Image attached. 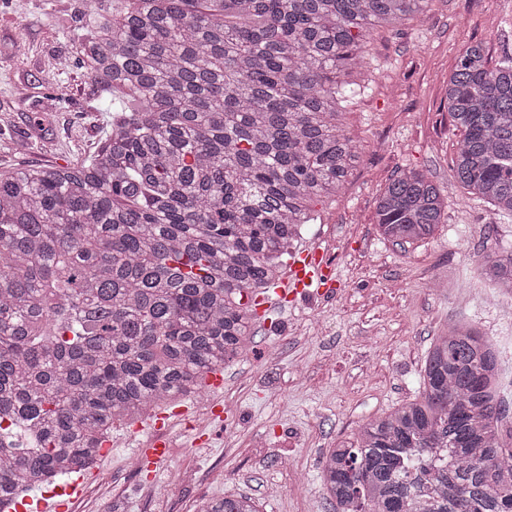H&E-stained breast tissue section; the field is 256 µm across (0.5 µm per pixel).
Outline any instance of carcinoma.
<instances>
[{"label":"carcinoma","mask_w":512,"mask_h":512,"mask_svg":"<svg viewBox=\"0 0 512 512\" xmlns=\"http://www.w3.org/2000/svg\"><path fill=\"white\" fill-rule=\"evenodd\" d=\"M67 34L114 94L86 160L0 171V512L96 466L112 425L205 386L246 353L255 297L359 159L339 123L373 30L428 0H110ZM453 176L512 216V54L465 48L448 77ZM448 204L403 170L381 237L433 236ZM512 294V249L479 259ZM492 338L434 337L417 395L320 467L335 512H512V426ZM196 512H260L249 496Z\"/></svg>","instance_id":"1"}]
</instances>
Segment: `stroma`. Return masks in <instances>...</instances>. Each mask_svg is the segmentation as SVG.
Listing matches in <instances>:
<instances>
[{
	"instance_id": "obj_1",
	"label": "stroma",
	"mask_w": 512,
	"mask_h": 512,
	"mask_svg": "<svg viewBox=\"0 0 512 512\" xmlns=\"http://www.w3.org/2000/svg\"><path fill=\"white\" fill-rule=\"evenodd\" d=\"M79 3L0 0V171L88 158L110 129L99 83L81 66L57 65ZM474 42L494 58L512 52V0H429L399 30L374 32L357 68L366 92L344 119L360 162L293 244L327 249L338 294L256 324L249 352L223 369V422L208 416L212 391L183 398L191 413L169 431L159 478L130 464L149 430L114 425L112 451L75 512H194L201 500L238 494L261 512H332L319 480L324 453L413 398L432 338L457 320L498 341L512 382V296L475 272L480 256L512 242V219L469 199L452 172L460 133L448 115V76ZM404 169L432 178L448 218L432 238L399 248L380 237L375 210ZM199 428L211 433L208 445L193 446Z\"/></svg>"
}]
</instances>
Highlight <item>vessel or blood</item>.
<instances>
[{
	"label": "vessel or blood",
	"instance_id": "b4317fda",
	"mask_svg": "<svg viewBox=\"0 0 512 512\" xmlns=\"http://www.w3.org/2000/svg\"><path fill=\"white\" fill-rule=\"evenodd\" d=\"M337 288L336 269L328 253L317 245L307 247L292 254L286 277L270 293L261 296L258 312L263 316L284 313L289 305L300 301L331 299L335 297ZM187 414V407L182 406L171 414L157 413L149 421L151 435L138 448L137 457L153 476H160L169 460L170 444L166 432L171 425V416L184 417ZM80 493L81 483L76 480L39 498H24L17 509L18 512H71Z\"/></svg>",
	"mask_w": 512,
	"mask_h": 512
}]
</instances>
